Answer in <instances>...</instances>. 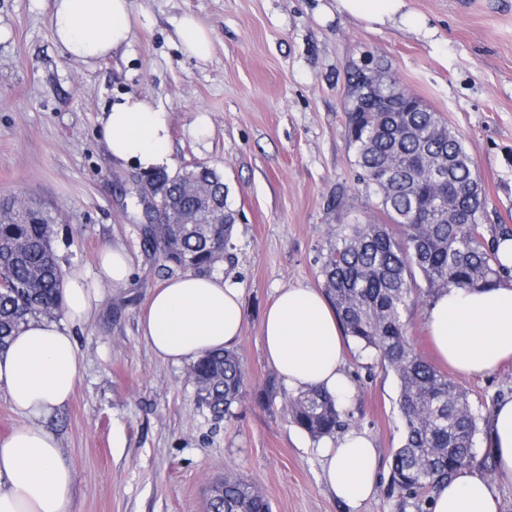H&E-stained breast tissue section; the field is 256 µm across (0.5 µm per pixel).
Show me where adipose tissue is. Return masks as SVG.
Wrapping results in <instances>:
<instances>
[{"instance_id":"ef3b65f1","label":"adipose tissue","mask_w":512,"mask_h":512,"mask_svg":"<svg viewBox=\"0 0 512 512\" xmlns=\"http://www.w3.org/2000/svg\"><path fill=\"white\" fill-rule=\"evenodd\" d=\"M340 11L373 24L401 16L404 0H336ZM55 41L92 65L134 38L130 0H53ZM174 42L200 63L212 56L211 32L194 16L174 27ZM99 132L114 165L149 174L169 169L171 131L166 112L145 96L123 94L102 107ZM438 355L456 371L481 375L512 360V280L477 290L452 288L427 309ZM244 323L240 290L222 278L185 273L165 280L139 320L142 340L161 360L192 363L236 346ZM343 329L324 292L281 289L262 320L268 362L296 390L320 388L350 396L343 373ZM81 354L67 325L30 320L0 352V392L26 419L0 438V512H71L74 473L54 433L40 419L65 405L77 383ZM494 478L463 471L433 495L432 512H499L494 480L512 482V399L490 418ZM327 488L351 506L368 499L378 480L377 451L352 430L323 453Z\"/></svg>"}]
</instances>
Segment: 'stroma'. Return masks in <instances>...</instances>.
<instances>
[{"label": "stroma", "mask_w": 512, "mask_h": 512, "mask_svg": "<svg viewBox=\"0 0 512 512\" xmlns=\"http://www.w3.org/2000/svg\"><path fill=\"white\" fill-rule=\"evenodd\" d=\"M51 7L0 0V200L46 212L65 274L99 291L70 325L82 357L75 393L44 421L75 471L72 512H206L228 471L259 485L272 512H415L390 488L403 431L395 374L345 339L346 427L372 437L380 464L374 494L353 510L325 484L321 442L286 415L291 391L265 359L261 322L279 289L322 288L340 225L375 217L345 136L355 70L395 77L461 133L484 189L486 237L512 230V0H406L423 34L354 19L336 0H131L133 41L94 66L55 42ZM186 14L211 32L207 64L171 39ZM121 93L168 112L172 171L216 170L239 215L233 258L215 270L245 308L233 418L214 420L188 365L159 359L140 337L166 275L143 246L137 172L113 165L97 132L102 106ZM112 246L131 258L124 288L97 283L99 253ZM448 377L482 414L484 457L492 409L512 397V363Z\"/></svg>", "instance_id": "stroma-1"}]
</instances>
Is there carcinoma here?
Listing matches in <instances>:
<instances>
[{
	"mask_svg": "<svg viewBox=\"0 0 512 512\" xmlns=\"http://www.w3.org/2000/svg\"><path fill=\"white\" fill-rule=\"evenodd\" d=\"M393 77L369 87L351 78L346 135L360 179L371 185L378 219L345 224L321 267L326 295L345 335L376 357L398 378L403 442L396 449L391 489L401 505L429 512V493L471 466L481 415L448 375L418 354L402 320L409 303L450 288H484L502 281L505 267L484 235L482 187L458 130L425 104L406 113V133L395 134L390 112H371L378 103L402 98ZM447 180L440 181L434 170ZM161 171L153 178L170 206L196 219L193 202ZM444 199L440 217L426 221L419 211ZM232 224H158L144 228V245L159 256L168 274L210 273L230 259ZM63 270L47 219L12 205L0 220V349L31 318H56L64 307ZM196 393L214 418L235 415L246 377L233 350L208 353L191 366ZM292 423L311 437L335 434L343 405L322 389L288 399ZM208 512H271L258 485L228 472L210 488Z\"/></svg>",
	"mask_w": 512,
	"mask_h": 512,
	"instance_id": "carcinoma-1",
	"label": "carcinoma"
}]
</instances>
